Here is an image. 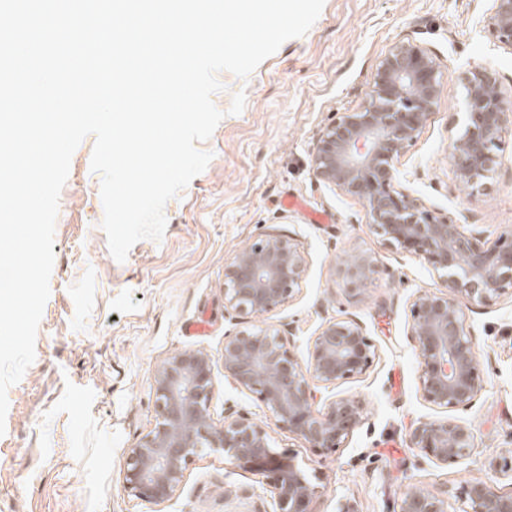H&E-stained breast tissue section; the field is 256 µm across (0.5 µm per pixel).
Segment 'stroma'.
I'll return each mask as SVG.
<instances>
[{
	"label": "stroma",
	"mask_w": 512,
	"mask_h": 512,
	"mask_svg": "<svg viewBox=\"0 0 512 512\" xmlns=\"http://www.w3.org/2000/svg\"><path fill=\"white\" fill-rule=\"evenodd\" d=\"M491 0H325L303 36L286 41L247 78L223 71L214 105L224 114L206 169L164 208L161 241H138L124 262L111 255L102 227L101 177L91 169L94 136L74 151L59 198L50 296L38 326L35 360L8 392L0 436V512H152L131 497L122 470L130 448L155 426L153 375L178 352L203 350L215 387L210 413L225 408L265 426L273 451L292 457L316 488L312 512H398L408 492L446 493L463 512L467 482L512 492V296L487 305L459 298L464 325L479 347L483 389L472 407L433 406L418 389L411 303L441 287L420 258L385 244L363 204L318 180L311 160L337 114L358 109L381 61L403 40L424 47L441 81L440 98L416 141L394 165L412 196L437 217L488 240L512 231V122L488 177L459 183L450 143L460 128L469 71L493 70L512 102V50L491 26ZM299 197L326 214L284 206ZM265 233L292 237L308 270L295 298L254 324L289 326L305 351L319 326L351 318L375 346L370 367L320 390L318 405L351 397L362 421L340 447H309L278 427L255 394L224 376V338L242 330L224 309V263ZM374 256L361 290L337 274L350 255ZM207 316L210 330L186 336ZM454 418L473 430L469 456L450 464L424 458L408 435L420 422ZM265 472L243 469L218 452L194 458L161 512H269Z\"/></svg>",
	"instance_id": "stroma-1"
}]
</instances>
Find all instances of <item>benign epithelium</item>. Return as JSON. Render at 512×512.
Returning a JSON list of instances; mask_svg holds the SVG:
<instances>
[{
  "instance_id": "7a95c632",
  "label": "benign epithelium",
  "mask_w": 512,
  "mask_h": 512,
  "mask_svg": "<svg viewBox=\"0 0 512 512\" xmlns=\"http://www.w3.org/2000/svg\"><path fill=\"white\" fill-rule=\"evenodd\" d=\"M491 24L512 50V0H492ZM440 80L420 45L401 41L377 69L364 103L322 132L312 158L322 182L362 202L368 223L388 244L426 262L443 289L419 293L411 304V331L425 401L439 408H467L482 389L479 352L465 331L457 298L485 305L512 288V235L491 243L463 224L432 216L402 185L394 168L400 152L418 137L437 103ZM464 131L451 143L458 181L475 182L494 166L506 130L507 108L494 74L476 69L467 78ZM376 259L355 253L337 273L351 289L364 286ZM307 270L294 239L257 238L224 263V308L240 318L263 315L292 300ZM374 357L373 344L353 319L323 323L307 356H298L285 330L253 325L224 337V376L257 395L276 422L313 448H338L360 424L362 407L348 397L315 407L320 386L358 376ZM156 424L129 450L123 480L136 498L160 506L185 480L188 464L202 450H222L245 468L271 475L272 512H310L315 487L290 460L271 451L270 435L229 409L224 424L209 413L212 360L203 350L177 353L154 374ZM470 426L453 419L421 422L409 434L412 447L446 464L473 447ZM464 512H512V494L485 481L470 483ZM399 512H448V501L431 491L402 497Z\"/></svg>"
}]
</instances>
